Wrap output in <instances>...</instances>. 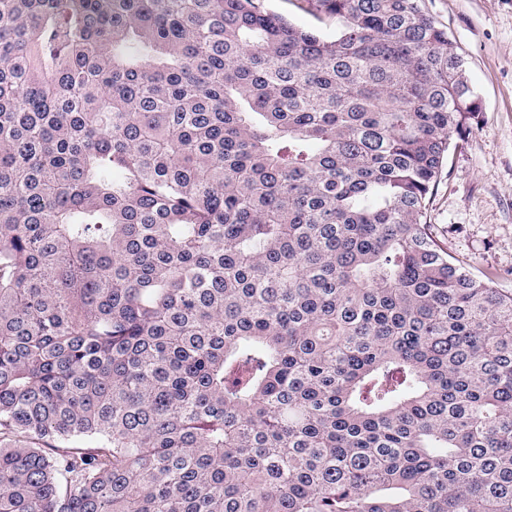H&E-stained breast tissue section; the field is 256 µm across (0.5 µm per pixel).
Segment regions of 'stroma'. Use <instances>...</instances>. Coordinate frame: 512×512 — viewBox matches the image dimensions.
<instances>
[{"label": "stroma", "instance_id": "35a3bbf8", "mask_svg": "<svg viewBox=\"0 0 512 512\" xmlns=\"http://www.w3.org/2000/svg\"><path fill=\"white\" fill-rule=\"evenodd\" d=\"M463 59L481 112L426 200L439 245L512 292V0H423Z\"/></svg>", "mask_w": 512, "mask_h": 512}]
</instances>
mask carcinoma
<instances>
[{
    "instance_id": "obj_1",
    "label": "carcinoma",
    "mask_w": 512,
    "mask_h": 512,
    "mask_svg": "<svg viewBox=\"0 0 512 512\" xmlns=\"http://www.w3.org/2000/svg\"><path fill=\"white\" fill-rule=\"evenodd\" d=\"M305 2L0 0V512H512V292L423 221L478 97ZM304 3L302 0H268L269 8L285 15L292 23L305 29H311L317 33L330 36L336 31V24L330 25L319 23L312 15L298 7Z\"/></svg>"
}]
</instances>
